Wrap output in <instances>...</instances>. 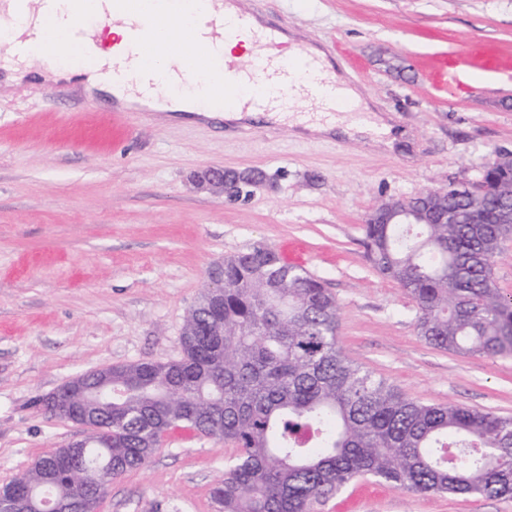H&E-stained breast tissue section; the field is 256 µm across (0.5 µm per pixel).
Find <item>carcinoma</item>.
<instances>
[{
  "instance_id": "1",
  "label": "carcinoma",
  "mask_w": 512,
  "mask_h": 512,
  "mask_svg": "<svg viewBox=\"0 0 512 512\" xmlns=\"http://www.w3.org/2000/svg\"><path fill=\"white\" fill-rule=\"evenodd\" d=\"M431 224L363 225L372 267L415 302L416 330L444 351L512 356V299L494 280L512 237V159L478 182L400 201ZM338 305L320 279L265 246L224 259V307L203 291L175 361L112 368V400L71 466L55 452L9 482L53 512L76 483L97 485L145 465L171 430L235 446L212 490L218 512H312L358 476L433 495L512 499V418L406 396L351 360Z\"/></svg>"
}]
</instances>
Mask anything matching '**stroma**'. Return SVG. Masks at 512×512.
I'll list each match as a JSON object with an SVG mask.
<instances>
[{
	"instance_id": "stroma-1",
	"label": "stroma",
	"mask_w": 512,
	"mask_h": 512,
	"mask_svg": "<svg viewBox=\"0 0 512 512\" xmlns=\"http://www.w3.org/2000/svg\"><path fill=\"white\" fill-rule=\"evenodd\" d=\"M315 44L405 134L394 149L254 123L148 109L51 82L39 60L0 83V483L82 435L33 407L108 365L174 361L208 270L247 247L295 242L338 303L347 356L409 398L512 417V357L443 351L416 332V307L367 261L368 214L449 180L472 182L512 153V0H242ZM456 86H449V76ZM257 169L230 201L208 168ZM231 443L166 435L149 462L112 480L98 512H217L212 488ZM313 512H512V499L397 489L369 476Z\"/></svg>"
}]
</instances>
